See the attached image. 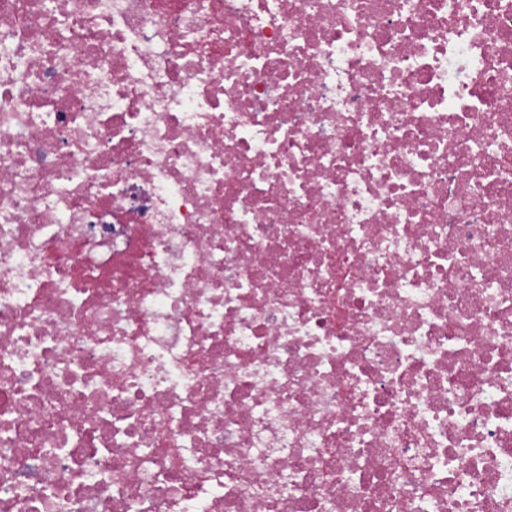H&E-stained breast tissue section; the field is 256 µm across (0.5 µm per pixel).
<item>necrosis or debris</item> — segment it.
Here are the masks:
<instances>
[{
    "label": "necrosis or debris",
    "instance_id": "necrosis-or-debris-1",
    "mask_svg": "<svg viewBox=\"0 0 512 512\" xmlns=\"http://www.w3.org/2000/svg\"><path fill=\"white\" fill-rule=\"evenodd\" d=\"M0 512H512V0H0Z\"/></svg>",
    "mask_w": 512,
    "mask_h": 512
}]
</instances>
